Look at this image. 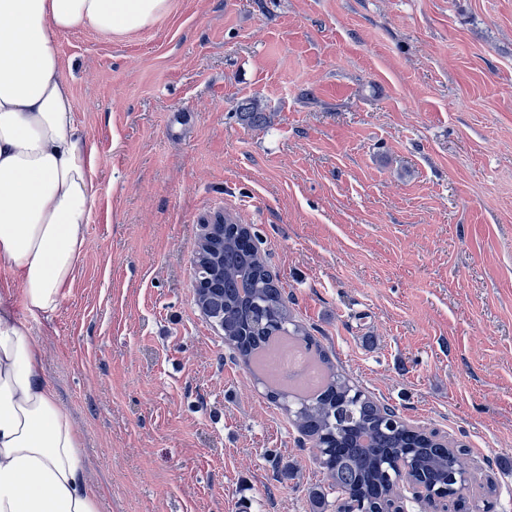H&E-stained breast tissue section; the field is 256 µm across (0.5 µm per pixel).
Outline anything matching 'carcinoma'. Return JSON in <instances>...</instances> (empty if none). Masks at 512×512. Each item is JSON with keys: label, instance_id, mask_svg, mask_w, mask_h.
Returning <instances> with one entry per match:
<instances>
[{"label": "carcinoma", "instance_id": "obj_1", "mask_svg": "<svg viewBox=\"0 0 512 512\" xmlns=\"http://www.w3.org/2000/svg\"><path fill=\"white\" fill-rule=\"evenodd\" d=\"M238 117L249 127H261L268 120L256 98L238 105ZM249 239L248 227L224 217V234L195 255V275L217 282L211 291L197 296L196 303L209 311L246 365L257 362L277 336L287 335L304 344L324 366L326 380L316 391L272 389L269 397L283 406L312 448L325 449L315 460L326 472L329 488L376 507L398 496L400 475L394 467L400 462L454 488L453 478L466 471L463 453L401 424L388 426L387 421L399 418V413L356 391L335 371L325 349L294 323L288 298L267 269L258 245L249 244Z\"/></svg>", "mask_w": 512, "mask_h": 512}]
</instances>
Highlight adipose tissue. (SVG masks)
<instances>
[{
  "label": "adipose tissue",
  "instance_id": "1",
  "mask_svg": "<svg viewBox=\"0 0 512 512\" xmlns=\"http://www.w3.org/2000/svg\"><path fill=\"white\" fill-rule=\"evenodd\" d=\"M170 0H0V512H100L81 438L45 375L32 322L60 307L86 247L96 152L57 35L152 27Z\"/></svg>",
  "mask_w": 512,
  "mask_h": 512
}]
</instances>
